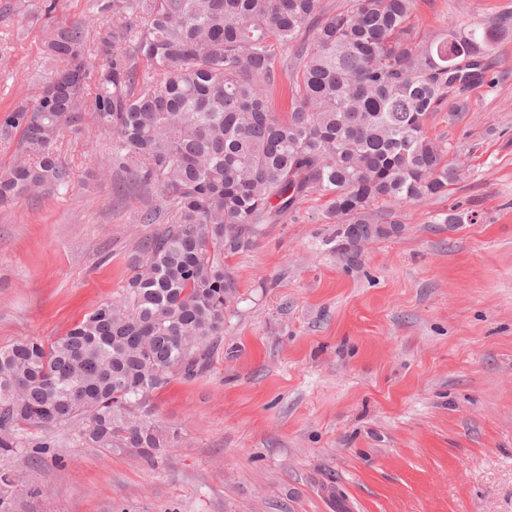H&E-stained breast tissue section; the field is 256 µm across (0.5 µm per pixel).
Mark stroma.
Instances as JSON below:
<instances>
[{"instance_id":"obj_1","label":"stroma","mask_w":512,"mask_h":512,"mask_svg":"<svg viewBox=\"0 0 512 512\" xmlns=\"http://www.w3.org/2000/svg\"><path fill=\"white\" fill-rule=\"evenodd\" d=\"M94 0H0V111L33 99L46 29L97 32ZM512 0H417L427 36ZM469 107L428 135L463 167L447 194L386 211L397 231L341 250L325 197L261 225L227 258L239 301L208 368L153 399L168 446L87 447L79 426L33 429L0 461L16 512H512V36ZM85 117L54 149L68 187L0 206V347L63 336L123 296L161 210L110 164ZM451 213L462 223H446Z\"/></svg>"}]
</instances>
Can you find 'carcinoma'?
I'll use <instances>...</instances> for the list:
<instances>
[{"mask_svg":"<svg viewBox=\"0 0 512 512\" xmlns=\"http://www.w3.org/2000/svg\"><path fill=\"white\" fill-rule=\"evenodd\" d=\"M107 58L95 66L85 23L45 31L62 67L36 100L6 110L0 137L20 150L0 169V205L63 188L53 143L86 113L112 132V167L162 201L166 222L138 242L119 300L45 345L0 348V459L77 424L90 448L167 447L153 394L207 367L210 341L238 300L224 257L259 226L329 197L351 260L379 208L438 196L459 180L426 132L448 94L488 82L485 57L512 33V11L421 35L415 0H95ZM132 43L139 71L118 47ZM288 82L291 109L267 95ZM0 471V512H14Z\"/></svg>","mask_w":512,"mask_h":512,"instance_id":"carcinoma-1","label":"carcinoma"}]
</instances>
